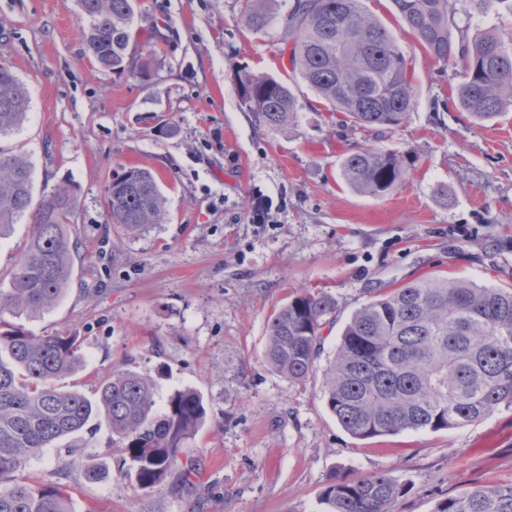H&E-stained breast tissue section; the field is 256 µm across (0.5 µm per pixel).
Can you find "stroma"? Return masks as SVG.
<instances>
[{
  "label": "stroma",
  "instance_id": "1",
  "mask_svg": "<svg viewBox=\"0 0 512 512\" xmlns=\"http://www.w3.org/2000/svg\"><path fill=\"white\" fill-rule=\"evenodd\" d=\"M290 3L278 0L269 27L253 32L243 0H136L145 34L160 36L143 82L96 65L77 0H0V64L31 98L11 141L28 154L36 189L75 187L78 260L94 270L20 325L82 337L83 367L61 389L95 397L119 365L155 381L157 406L191 388L206 409L179 454L192 466L186 481L175 473L141 487L101 417L29 458L21 477L63 487L73 512H321L331 480L376 472L406 488L394 512H435L448 497L512 481V405L450 430L357 440L328 410L321 369L295 382L264 361L269 316L301 289L336 304L330 354L354 310L418 276L512 287V106L486 122L459 110V66L406 35L391 0H363L413 76L406 122L386 134L352 129L301 83L288 123L260 125L234 74L293 81L283 43ZM456 8L453 39L512 38L505 6ZM357 146L402 155L408 180L382 199L349 191L340 163ZM135 166L155 175L165 214L122 240L105 190ZM262 194L270 218L255 224ZM88 465L105 477L88 482Z\"/></svg>",
  "mask_w": 512,
  "mask_h": 512
}]
</instances>
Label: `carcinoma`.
I'll use <instances>...</instances> for the list:
<instances>
[{
    "mask_svg": "<svg viewBox=\"0 0 512 512\" xmlns=\"http://www.w3.org/2000/svg\"><path fill=\"white\" fill-rule=\"evenodd\" d=\"M135 0H79L89 20L88 51L104 70L140 80L151 76L157 41L145 53L127 54L143 34ZM277 0H245L253 31L269 24ZM395 10L426 51L438 61L458 56V106L477 121L512 105V46L484 33L454 50L450 26L455 0H392ZM285 41L292 42L293 71L352 127L392 131L414 105L411 75L395 38L363 0H293ZM243 103L268 128L283 126L298 109L288 83L240 71ZM28 92L14 72L0 65V141L23 126ZM340 178L352 192L383 198L409 172L390 151L357 147L341 163ZM164 196L155 176L130 167L106 188L109 223L135 237L163 218ZM79 207L65 181L35 194L33 167L22 147L0 146V239L26 220L29 235L0 288V314L35 317L53 308L77 276L79 242L72 219ZM336 305L321 292L302 290L267 323L266 362L291 381L306 378L324 351V327ZM82 340L74 333L35 336L0 320V512H72L53 483L37 487L18 476L26 460L103 417L112 446L131 462L143 487L163 481L176 468L178 452L196 435L206 410L190 388L173 392L156 407L153 379L115 368L91 399L56 382L78 371ZM324 397L338 423L355 439L406 431H440L482 419L512 404V287L477 286L426 277L372 297L346 323L333 357L323 368ZM404 486L384 472L329 483L320 494L325 512H393ZM435 512H512V483L488 485L443 500Z\"/></svg>",
    "mask_w": 512,
    "mask_h": 512,
    "instance_id": "obj_1",
    "label": "carcinoma"
}]
</instances>
